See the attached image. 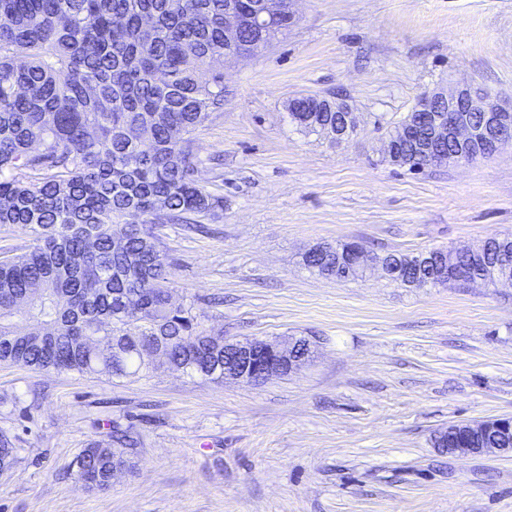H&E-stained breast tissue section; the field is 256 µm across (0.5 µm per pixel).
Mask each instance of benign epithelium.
I'll return each mask as SVG.
<instances>
[{
  "label": "benign epithelium",
  "instance_id": "1",
  "mask_svg": "<svg viewBox=\"0 0 512 512\" xmlns=\"http://www.w3.org/2000/svg\"><path fill=\"white\" fill-rule=\"evenodd\" d=\"M297 0H262L258 21L267 23L288 13V22L296 21ZM290 112H340L336 120V142L349 140L357 131L358 120L344 100L323 96L295 98L288 104ZM421 121L429 124V135L418 134L416 123L403 121L396 134L387 141V156L393 163L413 151L432 164L465 165L459 153L444 154L439 144L450 139L460 148L484 146L496 153L506 144H512V103L502 102L486 90L471 85L454 90H437L421 96L413 107ZM348 262L358 272L376 265L387 271L382 261L368 255L360 244H352L337 252L336 266ZM312 348L306 338H291L286 343H268L260 340H224V378L261 384L281 373H290L308 359L305 349ZM509 426V418L471 423H458L452 429L438 434L439 447L450 454H488L512 452L493 446L475 447L473 441L497 428Z\"/></svg>",
  "mask_w": 512,
  "mask_h": 512
}]
</instances>
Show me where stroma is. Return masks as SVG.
<instances>
[{
    "label": "stroma",
    "mask_w": 512,
    "mask_h": 512,
    "mask_svg": "<svg viewBox=\"0 0 512 512\" xmlns=\"http://www.w3.org/2000/svg\"><path fill=\"white\" fill-rule=\"evenodd\" d=\"M288 32L224 66V110L196 131L224 210L160 224L176 302L230 340L310 339L297 371L252 385L0 365V431L19 459L0 512H512V454L451 455L435 433L512 418V285L405 288L379 270L310 273L318 244L374 254L512 235V145L466 166H390L386 134L461 83L512 102V0H298ZM345 98L356 134L296 130L288 103ZM132 472L80 488L73 462L114 431Z\"/></svg>",
    "instance_id": "stroma-1"
}]
</instances>
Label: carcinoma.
<instances>
[{"label": "carcinoma", "instance_id": "cac0c4a2", "mask_svg": "<svg viewBox=\"0 0 512 512\" xmlns=\"http://www.w3.org/2000/svg\"><path fill=\"white\" fill-rule=\"evenodd\" d=\"M225 2L0 0V225L35 235L28 252L0 262V363L224 381V334L194 303H171L173 263L154 226L224 210L196 179L192 136L224 110ZM258 4L235 0L237 51L249 57L288 27L286 15L256 27ZM387 258L398 270L390 280L408 288L440 273L422 252ZM304 263L336 275L329 250ZM453 268L487 284L512 276V236L456 254ZM114 443L79 455L82 488L108 490L126 468L133 443ZM17 459L0 431V470Z\"/></svg>", "mask_w": 512, "mask_h": 512}]
</instances>
